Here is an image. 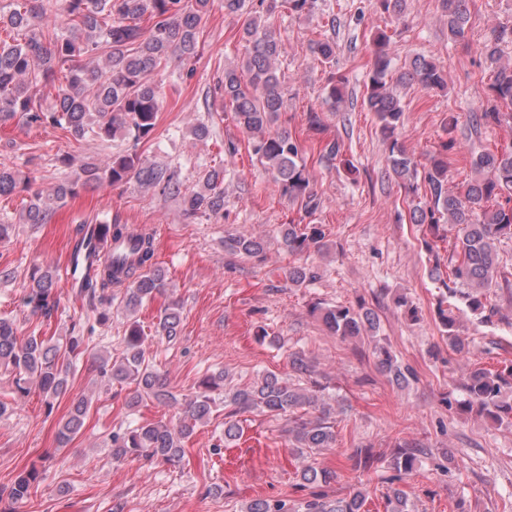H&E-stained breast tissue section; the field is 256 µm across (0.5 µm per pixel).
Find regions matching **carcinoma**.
<instances>
[{
  "label": "carcinoma",
  "instance_id": "carcinoma-1",
  "mask_svg": "<svg viewBox=\"0 0 512 512\" xmlns=\"http://www.w3.org/2000/svg\"><path fill=\"white\" fill-rule=\"evenodd\" d=\"M211 0H14L9 15L0 13V29L8 38H0V123L22 115L29 124H49L74 139L88 135L110 148L118 138L138 141L156 128L161 109L160 90L147 79L149 72L167 64L175 56L182 61L197 56L198 37L203 16ZM406 0H374L380 14L395 22L402 17ZM448 16V34L469 48L466 27L470 0H440ZM287 5L296 15L319 8L318 0H224V11L244 18L243 38L247 51L240 64L224 69L220 86L224 107L234 113L238 126L247 134L252 151L272 173L281 195L298 202L311 215L319 208V198L310 189L307 163L301 145L285 128L276 127L283 107L281 82L276 68L280 42L269 22L278 4ZM66 20V31L46 29L50 16ZM512 43V28L491 32L479 47L480 54L495 64L487 105L471 113L468 125L475 134L512 122V63L499 64L501 46ZM391 36L383 29L372 38V63L367 73V108L376 114L381 136L387 143L390 170L407 193L423 183L424 201L409 208L412 224H426L435 233L442 224L458 228L447 272L441 271L440 258L434 257L430 277L441 283L450 297L472 314L490 318L492 289L498 281L497 243L512 237V148L486 149L472 156L475 177L461 193L448 190V152L456 147L454 137L442 143L438 154L421 167L401 141L404 106L390 91L392 84ZM313 53L322 64L334 67L335 47L324 38L314 43ZM105 55V63L96 57ZM398 81H417L428 89H443L446 74L434 61L417 56ZM347 79L330 73L325 99L331 104L342 101ZM51 107L43 105L48 97ZM136 180L147 189L179 196L189 215L224 212V170L212 168L202 178L201 187H184L177 172L167 165L145 164L130 154H114L105 168L93 163L81 167V176L33 194L19 216L23 224H45L53 210L78 195L79 188L104 184L118 186ZM28 188V179L19 171L0 165V196L18 188ZM99 224H85L73 250V260L89 261L77 294L94 312L95 322L110 321L112 300L119 297L129 316L117 358L102 359L99 370L109 384H135L128 402L135 410L148 398L169 403L174 395L148 356L149 336L134 319L138 308L168 288L165 272L155 262L154 233L136 232L126 224L113 222L108 230L115 242L130 246L113 257L100 258L89 251ZM280 246L292 256L314 249L328 250L326 231L321 224H289L281 230ZM224 249L236 254L262 258L266 243L251 235L239 234L224 239ZM317 278L313 269L294 265L288 268V280L295 286L307 285ZM57 277L50 269H33L30 284L22 298L33 314L50 316L57 307ZM455 304L439 302L436 320L446 333L448 346L462 353L466 344L457 335ZM325 324L343 338L375 335L378 329L373 309L361 303L357 307L333 306L320 309ZM180 305L170 302L160 310L154 323V336L173 343L178 338ZM85 351L81 332H73L63 344L40 335L24 339L17 336L13 319L0 317V369L13 375L15 393L25 396L38 389L47 410L69 395V377L73 359ZM372 354L381 372L396 382L414 376L411 367L398 363L384 346L374 343ZM224 391V447L242 435L237 416L259 409L290 423L288 447L306 457L336 443L335 421L331 408L309 389L275 372H265L253 383L238 387L224 370L206 375L198 390L186 402L185 415L176 424L164 422L120 427L108 433V447L116 459L140 456L164 462L181 460L185 442L196 428L206 423L215 398ZM466 396L457 402L463 412L477 411L494 423H512V363L497 369L475 367L465 384ZM320 407L318 416L303 418L309 407ZM91 407L85 396L70 400V411L58 429V441L64 445L78 434ZM422 450L399 447L391 461L368 449L356 448L346 457L354 471L377 472L390 463L395 475L384 495L385 512H410L408 493L393 482L416 471ZM303 485L316 487L329 483L332 475L311 464L299 472ZM40 472L31 468L8 488L0 489V502L18 503L28 498L39 483ZM368 492L356 489L349 496L333 499L313 491L311 499L298 507L286 508L282 501L258 499L246 512H368Z\"/></svg>",
  "mask_w": 512,
  "mask_h": 512
}]
</instances>
